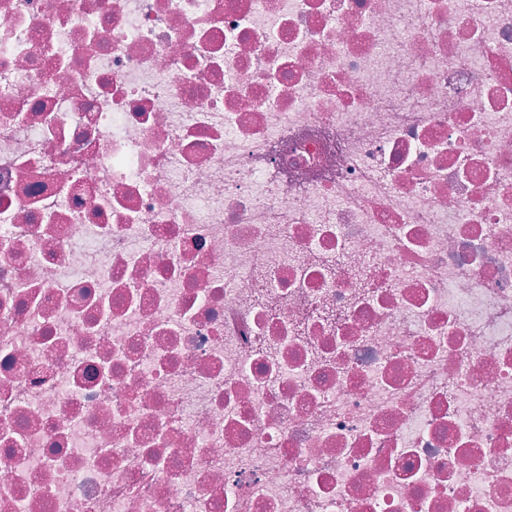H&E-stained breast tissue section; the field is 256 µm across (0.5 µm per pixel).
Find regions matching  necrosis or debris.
Instances as JSON below:
<instances>
[{
  "label": "necrosis or debris",
  "instance_id": "4bbe7bcc",
  "mask_svg": "<svg viewBox=\"0 0 512 512\" xmlns=\"http://www.w3.org/2000/svg\"><path fill=\"white\" fill-rule=\"evenodd\" d=\"M0 512H512V0H0Z\"/></svg>",
  "mask_w": 512,
  "mask_h": 512
}]
</instances>
